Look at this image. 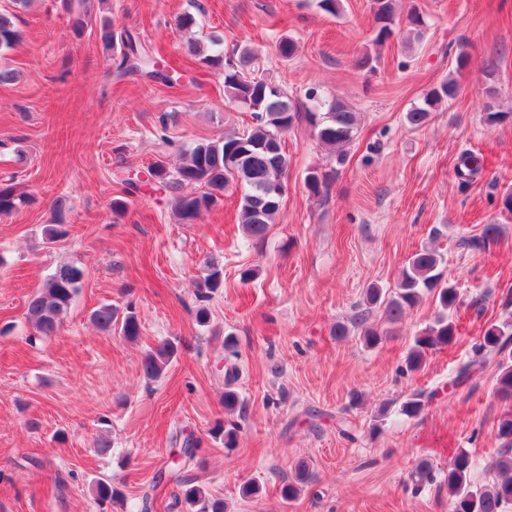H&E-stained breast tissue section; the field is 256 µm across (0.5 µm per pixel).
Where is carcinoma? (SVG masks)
Instances as JSON below:
<instances>
[{
    "label": "carcinoma",
    "mask_w": 512,
    "mask_h": 512,
    "mask_svg": "<svg viewBox=\"0 0 512 512\" xmlns=\"http://www.w3.org/2000/svg\"><path fill=\"white\" fill-rule=\"evenodd\" d=\"M371 9L375 22L372 42L385 44L394 34L397 23L395 0H372ZM101 38L108 48L120 47L119 69L143 71L149 77H161L169 85L180 80L170 74H160L157 62L141 40L128 30L120 34L112 31V24L101 28ZM19 40L12 16L0 12V54L12 49ZM201 62L224 71L226 96L242 105L252 114V125L224 133V137L199 142L187 150L178 166L169 169L158 160L148 169V180L171 192L168 205L179 223L192 224L200 212L212 206L224 189L230 185L242 188L238 223L252 240H264L270 224L279 213L282 200L267 195V188L275 180H286L291 160L282 147V137L295 124L305 121L313 127L317 140L328 148L335 165L327 168H310L304 185L313 197L328 195L335 182L339 167L344 165L347 147L353 141L358 125V113L341 101L328 104L325 112H302L288 96V90L269 80L262 73L261 59L247 48L235 49L232 54L205 55ZM458 94V85L445 80L428 91L422 102L405 114L406 122L414 129L426 125L434 107L452 101ZM480 170L471 155H462L455 167V175L465 181ZM24 203V196L16 194L14 187L0 183V216H9ZM500 228L496 224L484 225L480 235L461 240L460 246L470 250L487 251L498 242ZM443 256L431 245L415 251L400 270L395 288L386 290L375 284L365 290L364 303L368 308L383 311L386 321L394 324L423 297L434 301L437 311L431 322L415 337L414 345L406 359V370L412 372L422 366L428 351L448 347L459 335L457 322L452 317L459 304L458 288L445 278ZM83 270L72 264H61L28 301L27 319L42 336L54 334L70 309ZM223 285V274L213 264L205 280L198 285V296L209 297ZM503 313L499 320L490 323L483 336L472 348V356L459 365L448 381V386L458 388L467 384L474 374L489 367L496 368V393L506 402L512 401V288L501 296ZM92 321L105 331H117L128 340L140 333V322L130 309L103 305L91 314ZM178 346L164 340L148 351L141 370L148 379L161 377L176 355ZM239 377L238 368L225 369L224 410L228 418L217 421L210 434L224 447L233 448L238 437V425L231 419L243 407L239 393L233 388ZM434 391H413L400 404L398 413L406 418L418 417ZM497 437L502 446L491 461L494 480L490 484L476 485L472 480L473 459L463 448L450 458L444 486L448 490L449 512H506L512 505V415L502 418L497 427ZM411 477L416 486L434 480L433 466L427 459L420 460ZM311 483L310 466L300 460L294 465L293 477L282 486L281 494L288 500L297 498L304 487ZM99 504L121 501L119 490L110 480H99L93 487ZM184 500H175L171 507L185 503L191 512H226L224 499L211 496L203 487L184 483Z\"/></svg>",
    "instance_id": "1"
}]
</instances>
